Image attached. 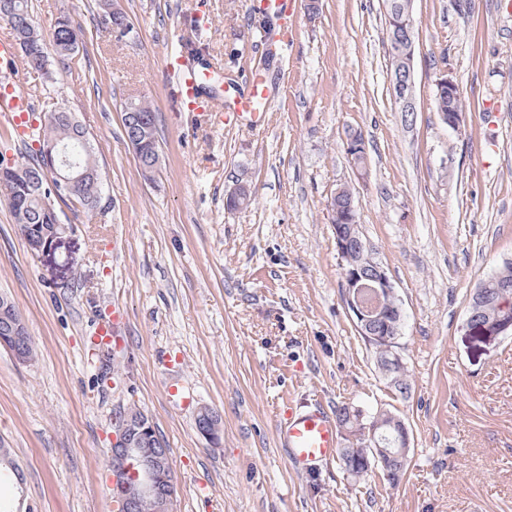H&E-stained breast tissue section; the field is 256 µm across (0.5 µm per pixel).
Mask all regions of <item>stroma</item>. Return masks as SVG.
Segmentation results:
<instances>
[{
	"label": "stroma",
	"instance_id": "35a3bbf8",
	"mask_svg": "<svg viewBox=\"0 0 512 512\" xmlns=\"http://www.w3.org/2000/svg\"><path fill=\"white\" fill-rule=\"evenodd\" d=\"M133 23L118 38L98 0H29L43 35L60 16L79 50L29 76L37 113L65 98L97 147L105 214L64 208L61 242L33 255L0 201V294L25 320L35 355L0 348V442L24 479L0 480L16 512H116L112 418L145 413L164 440L176 512H512V337L472 345L478 284L512 261V0H414L417 114L405 126L390 82L384 0L298 7L287 47L267 55L252 0H208L203 41L225 80L263 76V127L207 126L178 111L164 60L195 0H114ZM450 75L460 129L434 108ZM149 101L161 166L141 178L121 106ZM365 139L363 172L345 132ZM252 192L230 210L236 185ZM350 186L365 239L404 312L409 390L387 387L347 313L327 200ZM115 345L93 350L113 307ZM179 368L163 365L171 350ZM179 394L167 397L169 381ZM372 413L390 408L411 436L398 485L352 480L339 463L300 475L275 421L289 399ZM220 415L219 443L195 423Z\"/></svg>",
	"mask_w": 512,
	"mask_h": 512
}]
</instances>
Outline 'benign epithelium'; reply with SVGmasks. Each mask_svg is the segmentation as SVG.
Wrapping results in <instances>:
<instances>
[{
	"instance_id": "1",
	"label": "benign epithelium",
	"mask_w": 512,
	"mask_h": 512,
	"mask_svg": "<svg viewBox=\"0 0 512 512\" xmlns=\"http://www.w3.org/2000/svg\"><path fill=\"white\" fill-rule=\"evenodd\" d=\"M419 29L414 16L393 22L391 37L405 44L408 53L399 58L392 71V81L402 103L403 121L414 122L416 100L414 96L415 75L413 50L418 41ZM49 169L58 184L70 190L84 176L79 162L70 159L66 146L50 145L44 149ZM340 191L330 194L327 207L330 219L336 220L333 235L338 255L348 256L351 249L367 252L370 266L356 264L343 269L342 287L344 300L356 330L363 332L370 328L377 340L387 347L401 346L400 325L403 310L398 302L394 283L384 264L374 260L371 245L358 237V225L347 224L345 219L355 217L353 199L337 198ZM12 303L7 296L0 297V346L8 350L15 360L23 359L21 343L26 339L27 327L11 318ZM467 332L472 336L487 339L512 334V322L477 324L468 318ZM200 432L212 441L219 440L221 419L218 414L204 408L197 414ZM115 439L111 455L118 462L112 469V494L122 512H138L143 498L153 497L155 512H173L174 480L169 469L168 450L144 414L130 409L121 410L113 418ZM395 434L383 430L384 423L375 418L367 423L364 432L376 447V454L392 464V471L399 473V463L406 458L410 447L407 425L398 416L390 422Z\"/></svg>"
}]
</instances>
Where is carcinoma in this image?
Masks as SVG:
<instances>
[{
    "label": "carcinoma",
    "instance_id": "carcinoma-1",
    "mask_svg": "<svg viewBox=\"0 0 512 512\" xmlns=\"http://www.w3.org/2000/svg\"><path fill=\"white\" fill-rule=\"evenodd\" d=\"M0 19L7 21L15 32L16 42L24 66L37 71L46 78H52L50 60L39 28L35 25L30 12L28 0H0ZM53 47L55 54L64 59L74 54L78 49V33L76 27L67 16L59 17L54 25ZM435 110L443 113L448 110L462 112L465 108L462 92H456L448 97V89L435 91ZM129 112H139L149 118L150 130L146 138L140 141L134 149L135 160L142 168L141 174L147 181L154 180L159 170L160 154L157 140L156 115L152 106L143 100H131L124 104L121 115ZM73 115L66 100H61L44 114L42 133L38 134V142L54 140L65 144L71 149L76 159L87 165L97 163L93 143L83 146L79 133L62 115ZM47 165L41 150H33L28 158L12 165L15 176L3 179L0 177V196L6 200L15 223L28 241H41L50 237L56 224L60 222L57 205L68 204L71 200L81 203L84 209L93 213L105 210L106 200L103 198V184L87 179L74 188V191L57 192V186L42 176V186L34 190L28 183L29 169ZM505 277L512 280V262L506 261L487 279L484 280V291L488 296L477 307V318L482 322L496 319L512 320V290L508 292L511 299L507 300L496 291V280ZM385 383L394 391L404 394L409 389L407 367L395 370L392 375L384 378ZM355 407L348 403H338L334 408L336 417L347 421V427L356 429L351 438L345 440V445L338 449V458L345 472L354 478L362 479L373 472V465L368 458L372 457L367 439L364 438L363 428L357 425Z\"/></svg>",
    "mask_w": 512,
    "mask_h": 512
}]
</instances>
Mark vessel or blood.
<instances>
[{
	"label": "vessel or blood",
	"instance_id": "vessel-or-blood-1",
	"mask_svg": "<svg viewBox=\"0 0 512 512\" xmlns=\"http://www.w3.org/2000/svg\"><path fill=\"white\" fill-rule=\"evenodd\" d=\"M261 9L273 20L275 37L288 36V18L297 8V0H262ZM15 50L11 42L0 38V117L24 126L34 110L31 98L22 90L20 73L14 69ZM175 103L182 110L227 112L240 122L257 127L264 123L269 103L265 80L257 78L246 88L226 85L223 92L211 91L205 69L184 65L174 71ZM275 434L287 464L295 471L308 473L336 458L338 443L336 419L322 407L302 402L289 403L275 427Z\"/></svg>",
	"mask_w": 512,
	"mask_h": 512
}]
</instances>
